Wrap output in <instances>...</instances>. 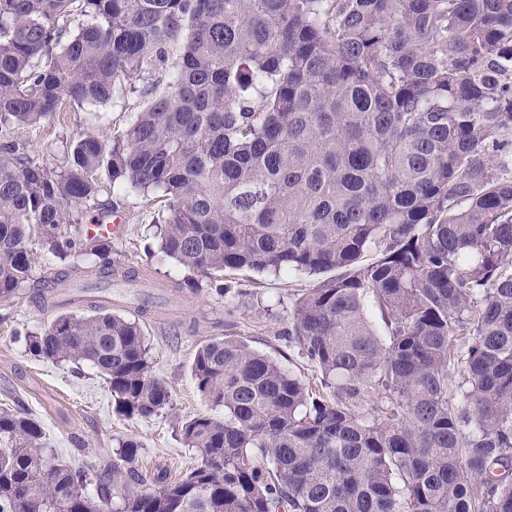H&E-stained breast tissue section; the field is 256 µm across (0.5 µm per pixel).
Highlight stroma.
Segmentation results:
<instances>
[{"instance_id":"35a3bbf8","label":"stroma","mask_w":512,"mask_h":512,"mask_svg":"<svg viewBox=\"0 0 512 512\" xmlns=\"http://www.w3.org/2000/svg\"><path fill=\"white\" fill-rule=\"evenodd\" d=\"M146 105L140 92L115 87L100 106L101 123L120 133ZM88 112L65 106L37 128L15 130L29 155L52 164L64 160L63 146L80 128L90 125ZM99 199L126 226L113 240V264L137 270V281L109 284L105 294L112 312L138 319L150 347L151 372L171 390L169 409L149 419H129L115 413L112 396L99 372L89 365L55 363L31 354L27 336L51 322L58 312L82 311L81 303L62 308L41 307L31 288L0 303V410H20L37 419L49 452L63 461L99 465L111 462L121 440L141 445L137 466L170 477L192 468L197 458L181 441L177 421L211 412L197 388L191 364L198 345L213 337L237 336L256 350L289 364L309 381L316 368L302 359L288 337L300 294L315 288L317 277L284 272H224L216 279L200 278L197 289H176L188 269L159 251V202L104 185Z\"/></svg>"}]
</instances>
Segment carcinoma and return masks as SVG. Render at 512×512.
I'll list each match as a JSON object with an SVG mask.
<instances>
[{
    "label": "carcinoma",
    "instance_id": "carcinoma-1",
    "mask_svg": "<svg viewBox=\"0 0 512 512\" xmlns=\"http://www.w3.org/2000/svg\"><path fill=\"white\" fill-rule=\"evenodd\" d=\"M181 55L115 136L79 131L61 168L5 138ZM512 0H0V302L109 240L103 179L156 195L160 251L207 278L321 276L292 342L316 386L234 337L191 371L224 416L178 422L197 464L153 487L119 443L98 470L52 462L41 424L0 412V512H512ZM375 258L363 264L364 253ZM92 315L29 335L87 363L115 411L170 406L138 321ZM380 314L377 328L368 311ZM32 248H33L34 252H37L38 254L40 253V255H41L38 262L33 267V278H32L33 280H38V279H40V277H42L46 274H50V273H52L51 276H53L54 273L61 272V271L68 272L71 280L79 281L80 279H83V278H80V274L71 272V270L68 268V265L73 262L72 259H67L65 261H60L59 259H56V261H51V260L45 261L44 258H45L46 253H44V251L41 249V246L39 245V240H38L37 236L32 237ZM45 262H46V265L49 267V270L47 272L45 271L43 273V269H44L43 265Z\"/></svg>",
    "mask_w": 512,
    "mask_h": 512
}]
</instances>
